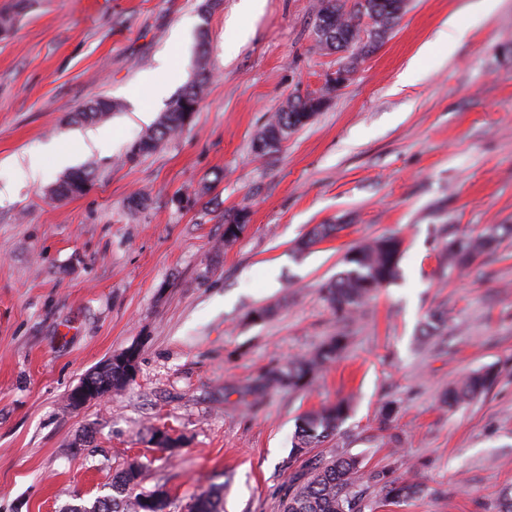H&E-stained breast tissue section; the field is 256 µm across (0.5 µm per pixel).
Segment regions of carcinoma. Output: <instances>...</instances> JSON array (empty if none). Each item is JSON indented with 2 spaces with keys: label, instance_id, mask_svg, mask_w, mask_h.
Here are the masks:
<instances>
[{
  "label": "carcinoma",
  "instance_id": "1",
  "mask_svg": "<svg viewBox=\"0 0 512 512\" xmlns=\"http://www.w3.org/2000/svg\"><path fill=\"white\" fill-rule=\"evenodd\" d=\"M31 0H14L11 8L0 11V36H8L18 17L28 11ZM406 0H357L353 9L346 10L343 0H322L315 24L318 46H323L322 24L328 23L335 34L336 51H344L361 42L360 18L373 20V39L394 25L403 15ZM206 42L198 45L195 66L196 79L186 86L160 115L152 130L130 144L125 161H135L158 151L173 136L185 128L184 113L198 111L202 94L209 80L207 71ZM287 112L279 109L263 126L253 141V152L269 156L279 152L281 141L292 131L307 125L318 107L315 98H293ZM120 109V103L106 97L88 102L83 108L68 114L70 123H100L107 121ZM94 179L92 167H84L67 175L56 185V197L71 198L84 194ZM244 209L224 216V245L234 243L245 230L239 218ZM342 229L339 224H317L302 239L298 249H309L336 235ZM512 236L511 224H497L476 235H450L445 243L444 257L450 269H469L483 254L492 251L506 237ZM402 240L396 236H381L365 241L352 248L344 258L347 269L325 285L324 297L329 307L351 317L371 298L379 288L394 283L400 270ZM345 348L344 337L333 336L314 353L263 369L247 383L235 387L240 400L256 405L273 387H296L310 382L325 367L334 362ZM86 377L101 385L112 386L118 391L127 384L125 370L114 365L100 372L91 371ZM494 373L490 369L476 371L465 377L448 392V405L471 399L485 393ZM350 410L345 399L307 413L297 433L293 454L304 456L319 447L325 439L334 435L345 421ZM362 462L352 455L341 454L328 461L317 460L307 470L293 477V489L284 504V512H364L366 504L362 492L354 490L362 478ZM142 465L131 463L112 478V496L98 497L91 505L76 506L68 512H170V492L162 487L152 491L139 490ZM368 481L378 485L383 500L398 503L421 491L419 484L394 475L387 470H373ZM224 485L210 486L195 495L187 506V512H221Z\"/></svg>",
  "mask_w": 512,
  "mask_h": 512
}]
</instances>
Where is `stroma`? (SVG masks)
I'll return each mask as SVG.
<instances>
[{
    "label": "stroma",
    "mask_w": 512,
    "mask_h": 512,
    "mask_svg": "<svg viewBox=\"0 0 512 512\" xmlns=\"http://www.w3.org/2000/svg\"><path fill=\"white\" fill-rule=\"evenodd\" d=\"M475 2L408 0L374 46L336 54L316 44L320 0H263L251 17L219 0L205 22L201 0H34L0 38V187L13 188L0 201V512L92 502L134 461L142 490L170 491L171 512L214 482L224 512H283L306 464L290 457L298 420L340 398L350 412L316 455L422 486L390 504L360 483L372 512H498L512 486V238L471 271L442 260L449 233L512 224V0L487 13ZM452 21L462 41L448 40ZM202 30L200 109L159 151L125 161L148 129L134 110L160 115L194 80ZM340 65L350 79L326 92ZM149 72L166 97L143 85ZM297 94L326 103L255 157V135ZM99 96L122 105L111 148L80 153L92 188L55 199L66 172L47 147L69 146L83 128L66 113ZM35 151L42 178L16 183V160ZM136 193L147 206L132 212ZM240 208L250 221L225 245L224 216ZM317 224L341 230L298 251ZM389 233L404 240L398 280L340 319L323 285L351 247ZM436 311L440 335L422 336ZM340 333L344 352L309 385L254 407L233 392ZM134 344L133 381L71 409L81 378ZM482 368L491 390L448 406V389ZM158 428L180 448L154 447Z\"/></svg>",
    "instance_id": "1"
}]
</instances>
